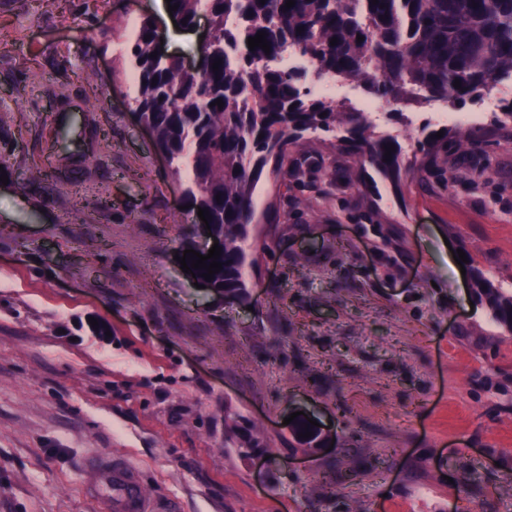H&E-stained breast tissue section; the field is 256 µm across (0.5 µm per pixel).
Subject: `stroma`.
Returning a JSON list of instances; mask_svg holds the SVG:
<instances>
[{"label":"stroma","mask_w":512,"mask_h":512,"mask_svg":"<svg viewBox=\"0 0 512 512\" xmlns=\"http://www.w3.org/2000/svg\"><path fill=\"white\" fill-rule=\"evenodd\" d=\"M147 16L167 28L155 0H0V512H106L83 475L107 454L158 512H512V390L478 377L512 372V341H457L497 328L453 258L512 289V139L453 123L479 168L398 189L332 179L347 157L304 134L259 182L248 302L221 299L174 258L197 217L137 120ZM297 411L333 448L303 455Z\"/></svg>","instance_id":"1"}]
</instances>
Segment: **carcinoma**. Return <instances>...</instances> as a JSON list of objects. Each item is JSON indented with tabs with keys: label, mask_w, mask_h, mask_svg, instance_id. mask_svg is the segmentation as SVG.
<instances>
[{
	"label": "carcinoma",
	"mask_w": 512,
	"mask_h": 512,
	"mask_svg": "<svg viewBox=\"0 0 512 512\" xmlns=\"http://www.w3.org/2000/svg\"><path fill=\"white\" fill-rule=\"evenodd\" d=\"M285 3L171 0L174 14L188 23L202 11L210 16L214 39L201 49L199 70L175 57H150L156 32L149 19L141 21L130 50L138 71L139 121L170 157L172 173L187 174L191 210H208L210 231L224 238L222 269L210 284L238 300L249 296L246 268L269 249L251 235L261 174L270 163L277 172L303 133L342 132L336 138L340 153L361 159L398 188L413 171L448 161L455 139L445 127L443 137H436L426 121L412 153H405L397 137L378 131L365 113L310 97L302 84L307 72L272 65L288 47L309 56L314 74L356 81L369 95L394 103L391 116L403 125L414 109L435 101L476 104L492 84L512 80V0H295L291 8ZM259 31L265 32L268 54L248 48L247 39ZM218 99L221 108L212 105ZM511 127L507 100L486 136L507 135ZM388 147L395 148L389 161ZM468 264L473 294L501 332L474 337L463 328L458 339L484 350L512 339V290L496 285L473 259ZM484 381L504 391L512 385V377L492 365Z\"/></svg>",
	"instance_id": "1"
}]
</instances>
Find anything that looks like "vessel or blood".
I'll use <instances>...</instances> for the list:
<instances>
[{
  "label": "vessel or blood",
  "mask_w": 512,
  "mask_h": 512,
  "mask_svg": "<svg viewBox=\"0 0 512 512\" xmlns=\"http://www.w3.org/2000/svg\"><path fill=\"white\" fill-rule=\"evenodd\" d=\"M85 479L107 503L109 512H152V498L144 489L138 469L121 456L105 457L87 466Z\"/></svg>",
  "instance_id": "vessel-or-blood-1"
}]
</instances>
